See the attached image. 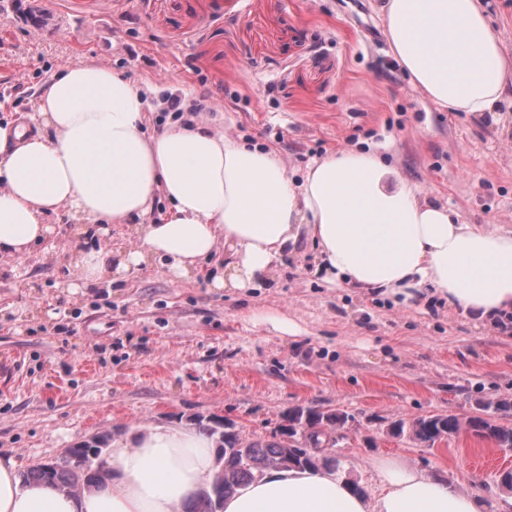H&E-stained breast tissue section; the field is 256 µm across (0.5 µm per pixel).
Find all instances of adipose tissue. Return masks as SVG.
<instances>
[{
  "instance_id": "1",
  "label": "adipose tissue",
  "mask_w": 512,
  "mask_h": 512,
  "mask_svg": "<svg viewBox=\"0 0 512 512\" xmlns=\"http://www.w3.org/2000/svg\"><path fill=\"white\" fill-rule=\"evenodd\" d=\"M384 32L413 87L450 112L496 111L512 97V55L482 0H385ZM149 104L107 65H64L37 91L28 125L0 127V257L21 259L47 240L50 214L73 208L96 225L138 234L116 266L80 254V279L164 258L173 278L218 246L231 273L216 288H253L307 232L330 283L391 299L439 298L477 321L512 315V231L464 222L371 151L339 150L295 176L273 150L208 125L175 122L146 134ZM169 208L152 219L156 195ZM212 439L156 425L114 444L110 477L73 495L22 483L0 461V512H175L212 478ZM382 493L367 499L326 469H277L240 487L224 512H480L473 495L385 460Z\"/></svg>"
}]
</instances>
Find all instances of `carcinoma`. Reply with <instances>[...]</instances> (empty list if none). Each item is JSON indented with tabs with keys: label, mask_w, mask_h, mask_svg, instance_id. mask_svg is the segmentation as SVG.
I'll list each match as a JSON object with an SVG mask.
<instances>
[{
	"label": "carcinoma",
	"mask_w": 512,
	"mask_h": 512,
	"mask_svg": "<svg viewBox=\"0 0 512 512\" xmlns=\"http://www.w3.org/2000/svg\"><path fill=\"white\" fill-rule=\"evenodd\" d=\"M510 412L512 402L497 401L487 404L482 414L464 420L456 414L443 413L421 416L409 425L398 420L392 426L402 434L407 432L413 439L431 445L466 433L479 440L491 441L498 448L511 449L512 426L499 423V417ZM282 420L283 423L277 426L269 439L249 438L240 430L227 434L207 424H199L200 429L214 437L217 444L216 472L211 483L196 498L182 505V512H223L225 497L269 469L321 466L336 472L342 469V461L333 455L286 456L282 436L283 429L290 426L306 447L320 448L327 443V436L332 431L347 424V414L316 406H297L288 409ZM111 443V434H96L75 447L65 449L50 469L43 462L33 465L24 472L22 481L51 483L68 492L89 490L107 478L103 458Z\"/></svg>",
	"instance_id": "cac0c4a2"
}]
</instances>
